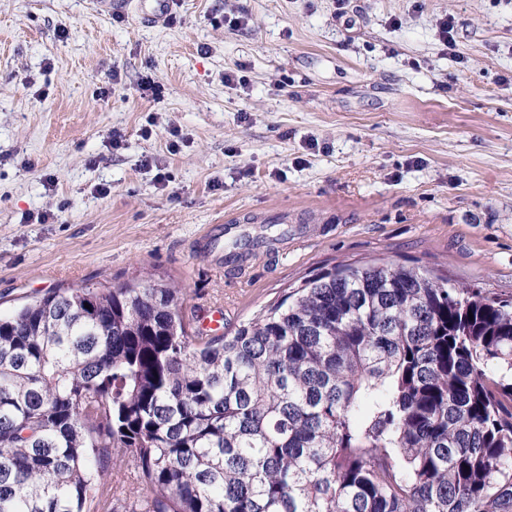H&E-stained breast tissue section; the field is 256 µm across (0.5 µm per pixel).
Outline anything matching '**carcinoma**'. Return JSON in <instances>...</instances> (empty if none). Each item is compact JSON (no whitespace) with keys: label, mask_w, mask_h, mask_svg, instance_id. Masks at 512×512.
I'll return each mask as SVG.
<instances>
[{"label":"carcinoma","mask_w":512,"mask_h":512,"mask_svg":"<svg viewBox=\"0 0 512 512\" xmlns=\"http://www.w3.org/2000/svg\"><path fill=\"white\" fill-rule=\"evenodd\" d=\"M184 301L0 316V512H512V295L342 262L231 334Z\"/></svg>","instance_id":"1"}]
</instances>
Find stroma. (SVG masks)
I'll return each mask as SVG.
<instances>
[{
  "mask_svg": "<svg viewBox=\"0 0 512 512\" xmlns=\"http://www.w3.org/2000/svg\"><path fill=\"white\" fill-rule=\"evenodd\" d=\"M154 6L0 0L1 315L149 277L230 334L341 262L512 295V0Z\"/></svg>",
  "mask_w": 512,
  "mask_h": 512,
  "instance_id": "obj_1",
  "label": "stroma"
}]
</instances>
